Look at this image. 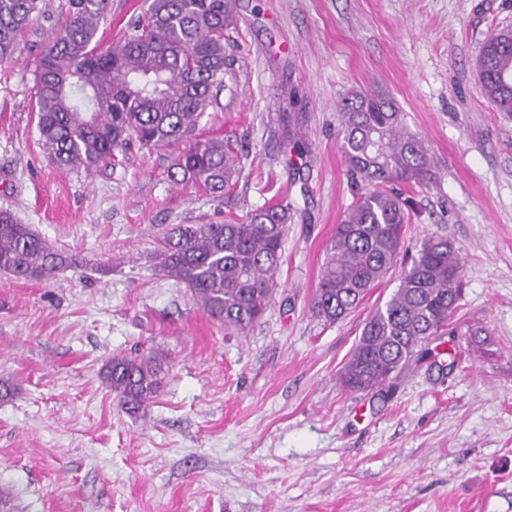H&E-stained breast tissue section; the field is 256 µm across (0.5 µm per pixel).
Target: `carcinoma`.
Here are the masks:
<instances>
[{
  "label": "carcinoma",
  "instance_id": "carcinoma-1",
  "mask_svg": "<svg viewBox=\"0 0 512 512\" xmlns=\"http://www.w3.org/2000/svg\"><path fill=\"white\" fill-rule=\"evenodd\" d=\"M41 0H0V61L41 13ZM107 0H67V20L44 47L34 70L40 141L61 168L99 166L117 152L177 147L170 179L221 197L241 171L224 140L188 141L201 116L219 106L227 55L224 31L236 0H150L120 43L101 52L97 33ZM489 103L512 114V31L492 34L475 62ZM341 148L359 192L326 248L311 301L316 317L334 323L353 312L396 269L412 221L399 186L434 182L435 164L393 100L372 90L339 101ZM281 135L303 156L296 112L278 116ZM279 204L205 224H176L156 259L159 272L190 289L210 316L240 333L266 312L276 293L285 224ZM76 257L60 252L27 224L0 209V273L50 279ZM389 299L366 318L345 366L352 391L384 387L432 336L447 333L462 296L463 266L447 237L428 235ZM166 357L150 349L115 356L100 376L121 407L135 413L156 395Z\"/></svg>",
  "mask_w": 512,
  "mask_h": 512
}]
</instances>
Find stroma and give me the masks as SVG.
Returning <instances> with one entry per match:
<instances>
[{
    "instance_id": "35a3bbf8",
    "label": "stroma",
    "mask_w": 512,
    "mask_h": 512,
    "mask_svg": "<svg viewBox=\"0 0 512 512\" xmlns=\"http://www.w3.org/2000/svg\"><path fill=\"white\" fill-rule=\"evenodd\" d=\"M64 4L43 0L0 63V209L80 258L48 282L0 274V377L15 385L0 401V486L21 512H512V115L488 103L474 66L489 35L512 29V0H237L220 104L192 135L245 151L220 198L169 181L171 147L89 173L48 157L33 71ZM146 7L109 0L100 49ZM368 86L436 163L431 187L403 189L405 246L447 236L464 286L436 362L367 393L342 372L397 278L333 324L310 305L357 193L337 104ZM289 110L304 117L302 187L276 139ZM288 203L299 213L279 291L248 333L155 271L172 225ZM151 348L167 357L163 383L127 412L99 371Z\"/></svg>"
}]
</instances>
